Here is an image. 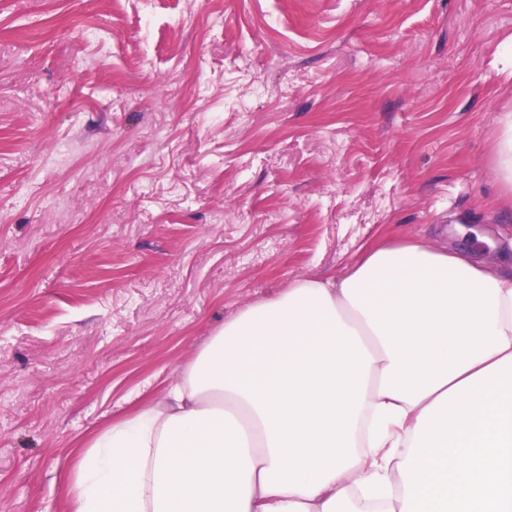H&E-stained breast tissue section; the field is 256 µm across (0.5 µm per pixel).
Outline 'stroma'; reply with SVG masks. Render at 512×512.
Instances as JSON below:
<instances>
[{
	"label": "stroma",
	"mask_w": 512,
	"mask_h": 512,
	"mask_svg": "<svg viewBox=\"0 0 512 512\" xmlns=\"http://www.w3.org/2000/svg\"><path fill=\"white\" fill-rule=\"evenodd\" d=\"M512 0H0V512L239 308L489 218Z\"/></svg>",
	"instance_id": "1"
}]
</instances>
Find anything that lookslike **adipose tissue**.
Here are the masks:
<instances>
[{
    "mask_svg": "<svg viewBox=\"0 0 512 512\" xmlns=\"http://www.w3.org/2000/svg\"><path fill=\"white\" fill-rule=\"evenodd\" d=\"M493 169L512 193V113ZM70 512H512V269L387 238L225 319L62 478Z\"/></svg>",
    "mask_w": 512,
    "mask_h": 512,
    "instance_id": "1",
    "label": "adipose tissue"
}]
</instances>
